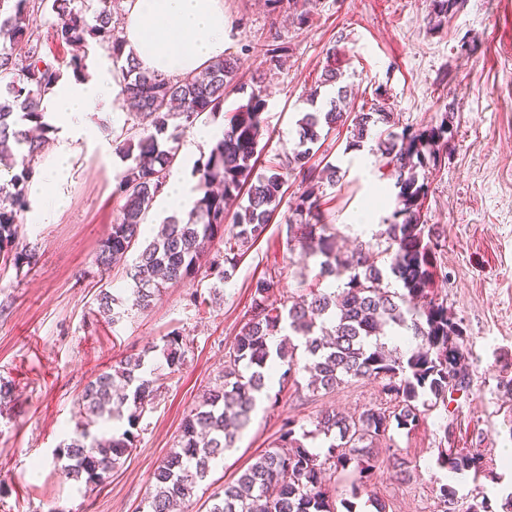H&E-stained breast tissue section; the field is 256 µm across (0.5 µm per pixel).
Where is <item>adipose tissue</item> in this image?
I'll use <instances>...</instances> for the list:
<instances>
[{"label": "adipose tissue", "mask_w": 512, "mask_h": 512, "mask_svg": "<svg viewBox=\"0 0 512 512\" xmlns=\"http://www.w3.org/2000/svg\"><path fill=\"white\" fill-rule=\"evenodd\" d=\"M124 5L125 50L142 68L177 78L223 57V0H124ZM123 99L121 74L102 64L90 77L60 81L44 97L41 110L60 138L51 162L32 184L39 200L35 223L55 220L63 203L57 188L69 176L72 145L93 136L89 114L101 105H120Z\"/></svg>", "instance_id": "ef3b65f1"}]
</instances>
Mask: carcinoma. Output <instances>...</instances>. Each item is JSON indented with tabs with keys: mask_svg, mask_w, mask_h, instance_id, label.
Here are the masks:
<instances>
[{
	"mask_svg": "<svg viewBox=\"0 0 512 512\" xmlns=\"http://www.w3.org/2000/svg\"><path fill=\"white\" fill-rule=\"evenodd\" d=\"M31 2L0 0V77L6 80L0 90V163L19 167L8 183L0 184V261L17 270L33 259L30 250L18 248L19 216L28 209L25 185L52 129L43 121L40 103L61 77L60 60L43 53L34 40L37 19ZM425 2L427 24L436 30L448 24L467 0ZM39 7L53 17L55 37L65 46L81 48L101 33L109 34L112 62L120 65L124 92L142 118V131L126 134L116 146L132 164L116 177L114 193L123 204L96 254L97 264L108 269L137 243L140 225L175 160L178 131L192 127L205 113H219L224 97L237 87L238 59L218 58L192 75L166 78L124 56L125 41L116 30L112 0H40ZM261 52L276 69L286 61V46L275 38ZM373 95L375 104L369 111L353 112L349 90L338 87L323 108L299 120V143L292 155L259 172L255 164L266 99L260 82H255L246 103L225 119L224 137L195 168L202 196L187 217L166 218L130 268V295L106 289L97 295L98 311L109 323L118 322L130 309L149 308L166 284L194 273L208 243L224 233L229 218L231 237L209 269L216 282L230 280L281 206L289 171L301 175L305 187L289 210L288 242L304 260L321 258L317 280L340 281L335 288H313L278 306L271 303L273 277L254 281L245 321L224 355L222 383L184 417L178 447L170 449L154 471V490L145 500L144 512H175L194 497L212 464L248 428L275 366L285 367L278 374L282 388L297 384L302 358L314 391L334 390L353 380L377 381L393 410L370 408L357 416L327 410L312 430L294 419L285 420L271 446L236 479L210 494L209 512H337L326 488L332 471L354 462L359 485L370 482L379 469L374 442L389 437L393 428L412 432L427 411L448 406V396L469 389L470 379L460 366L465 357L461 320L434 293L438 243L421 221L428 183L418 178V171L442 164L456 130L444 116L435 125L395 132L394 113L382 106L387 86L377 84ZM380 123L387 129L378 132V151L397 174L399 187L391 217L378 234L386 244L383 248L376 243L379 253L391 255L381 264L368 249L350 254L340 250L323 209L325 187L339 182V168L328 161L322 166L311 163L313 146L324 130L347 127L352 148L361 146ZM387 328L408 331L412 345L393 349L379 341ZM277 336L280 341L272 353L269 341ZM148 353L146 349L122 357L87 383L78 400L81 420L56 449V457L66 460L65 477L87 491L103 485L119 461L136 448V430L163 380L186 363L178 331L170 332L162 346L166 373L146 369ZM319 434L329 440L322 456L304 445V440ZM437 464L456 473L484 472L483 455L477 450L447 448Z\"/></svg>",
	"mask_w": 512,
	"mask_h": 512,
	"instance_id": "cac0c4a2",
	"label": "carcinoma"
}]
</instances>
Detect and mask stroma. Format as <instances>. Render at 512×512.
<instances>
[{"mask_svg":"<svg viewBox=\"0 0 512 512\" xmlns=\"http://www.w3.org/2000/svg\"><path fill=\"white\" fill-rule=\"evenodd\" d=\"M296 7L311 11L309 26L298 27L285 6L272 13L264 0H224L226 53L238 58L244 87L225 96L224 109L235 111L247 100L246 88L262 81L272 136L263 142L259 165L285 160L296 147L297 122L312 111L308 95L320 82L327 49L338 41L354 107L371 106L374 84L383 83L400 126L438 123L451 103L457 129L450 160L429 175L422 218L447 240L435 291L463 323L470 389L448 407L428 411L415 431H392L393 451L410 462L406 477L381 469L356 495L355 469L336 471L329 488L337 512H371L377 502L385 512H442L436 497L443 481L438 454L471 448L483 454L487 472L457 484L454 512H467L474 496L501 479V451L512 448V390L498 385L501 375L512 377V0H467L439 31L424 21V0H298ZM464 36L479 45L469 59L456 55ZM274 37L289 56L271 71L259 47ZM89 120L98 138L74 144L65 203L55 222L32 223L27 212L20 217V242L35 248L34 263L20 270L0 268V378L12 381L16 394L14 404L0 410V512H139L156 467L177 445L183 418L221 380L224 353L250 304L252 280L276 274L279 298L318 285L317 259L301 261L288 246L283 207L224 283L220 300L192 303L193 294L208 295L213 284L204 264L165 288L151 308L105 322L97 313V295L129 288L134 257L126 255L108 271L95 261L122 205L115 178L128 165L122 153L103 156L97 141L115 140L137 119L129 111H95ZM348 141V131L333 130L318 154L345 173L342 187L327 190L323 202L335 216L339 246L351 249L367 242L355 232L352 217L373 186L387 188L385 218L398 189L374 150L375 138L357 150L348 149ZM175 329L187 342L186 364L165 380L146 411L136 450L99 489L61 481L54 450L80 417L78 396L85 384L124 354L146 352L148 366H159L157 347ZM296 379V385L265 392L210 481L231 480L269 446L285 419L308 425L332 409L357 414L389 405L372 380H354L324 394L308 389V373L299 372Z\"/></svg>","mask_w":512,"mask_h":512,"instance_id":"stroma-1","label":"stroma"}]
</instances>
